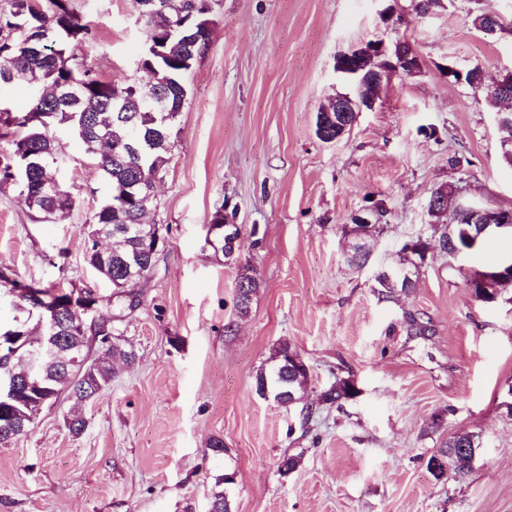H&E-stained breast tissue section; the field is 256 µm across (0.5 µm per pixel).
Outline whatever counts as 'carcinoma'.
Segmentation results:
<instances>
[{"label":"carcinoma","mask_w":512,"mask_h":512,"mask_svg":"<svg viewBox=\"0 0 512 512\" xmlns=\"http://www.w3.org/2000/svg\"><path fill=\"white\" fill-rule=\"evenodd\" d=\"M145 17L143 48L137 66L147 80L112 82L91 66L77 61L70 47L90 35L89 23L74 11L70 0H10L0 10V89L24 83L28 108L13 112L0 107V189L13 188L23 197L38 222L64 220L76 204L69 190L51 192L47 183L59 176L65 153L53 130L67 127L77 136L107 186V196L94 210L84 237V261L112 285L120 310L134 311L139 288L147 282L158 256L143 252L130 229L141 224L144 210L158 207L156 198L142 197L138 183L164 178L166 154L177 137L178 118L187 97L185 80L208 46L213 21L212 0H154ZM412 52L393 47L387 53L359 50L360 77L371 81L393 58ZM451 227L453 242L478 253L485 237L473 247L463 229L476 232L468 213L458 212ZM369 246L352 243L347 261L364 265ZM247 301L235 304L237 313L249 312L262 282L249 264ZM499 267L475 270L473 291L491 296L504 283ZM10 297L8 323L0 321V446L19 438L20 420L34 426L47 405L64 395L77 405L101 395L112 383L114 360L129 365L136 353L125 347L117 322L122 315L99 311V322L86 326L81 303L98 304L93 291L60 292L39 282L10 278L0 271V295ZM112 337L109 357L94 356L92 342ZM309 373L288 370L285 386L305 394ZM354 397L348 381L336 380L321 392L320 402L341 405ZM480 447L479 436L458 431L442 443L438 453L461 461L466 448ZM234 474L215 479L209 512H232L226 486Z\"/></svg>","instance_id":"carcinoma-1"}]
</instances>
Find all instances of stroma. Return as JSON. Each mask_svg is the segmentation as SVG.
Wrapping results in <instances>:
<instances>
[{"label": "stroma", "mask_w": 512, "mask_h": 512, "mask_svg": "<svg viewBox=\"0 0 512 512\" xmlns=\"http://www.w3.org/2000/svg\"><path fill=\"white\" fill-rule=\"evenodd\" d=\"M92 28L73 53L100 75L142 79L135 0H71ZM393 7L405 23L383 20ZM474 0L418 17L411 0H215L210 42L187 80L180 133L167 154L154 216L164 243L141 305L118 327L137 358L77 407H44L27 435L0 447V512H208L216 475L232 470L233 512H512V287L475 298L460 268L432 250L409 294L383 300L375 274L410 236L428 232L426 202L454 185L462 201L512 208V165L483 92L446 68L512 71V37L471 22ZM407 39L421 70L392 76L374 110L341 139L316 134L319 108L350 87L337 54ZM61 179L78 201L64 221L32 219L0 190V269L63 291L112 288L83 259L84 224L106 187L65 128ZM467 160L466 169L449 163ZM231 203L242 228L237 264L205 242L203 226ZM384 210L369 263L347 264L352 216ZM262 281L248 315L235 311L238 263ZM428 320L410 335L408 315ZM232 332H225V324ZM288 341L307 362V400L336 378L360 393L342 407L261 399L255 375ZM87 422L72 436L73 414ZM439 430H432L433 420ZM479 436L465 477L436 480L428 458L451 434ZM222 437L213 457L208 442ZM301 454L288 475L283 454Z\"/></svg>", "instance_id": "obj_1"}]
</instances>
